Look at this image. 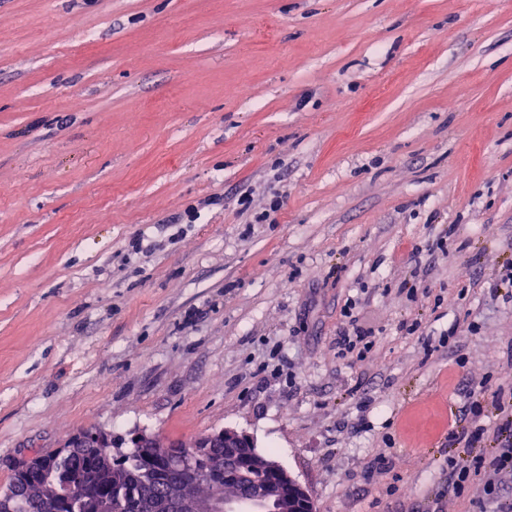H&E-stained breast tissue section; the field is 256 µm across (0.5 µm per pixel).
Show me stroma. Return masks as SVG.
Returning <instances> with one entry per match:
<instances>
[{"label":"stroma","mask_w":512,"mask_h":512,"mask_svg":"<svg viewBox=\"0 0 512 512\" xmlns=\"http://www.w3.org/2000/svg\"><path fill=\"white\" fill-rule=\"evenodd\" d=\"M508 266L512 0H0V488L233 427L314 512H482L448 433L512 385ZM356 320L351 321L353 326V334L345 331L340 333V336L336 338V355L337 357H345L348 353L353 354L356 352V358H362L368 351H370L375 345V341L372 339V331L355 325Z\"/></svg>","instance_id":"35a3bbf8"}]
</instances>
